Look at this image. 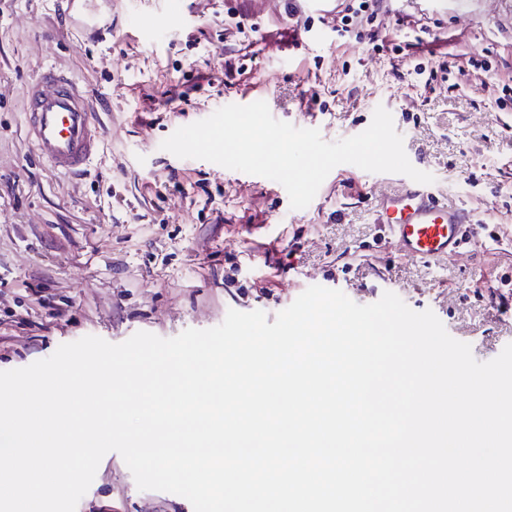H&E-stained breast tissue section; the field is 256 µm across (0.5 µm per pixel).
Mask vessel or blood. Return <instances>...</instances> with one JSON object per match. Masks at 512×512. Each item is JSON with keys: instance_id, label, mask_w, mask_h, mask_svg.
<instances>
[{"instance_id": "obj_1", "label": "vessel or blood", "mask_w": 512, "mask_h": 512, "mask_svg": "<svg viewBox=\"0 0 512 512\" xmlns=\"http://www.w3.org/2000/svg\"><path fill=\"white\" fill-rule=\"evenodd\" d=\"M23 97L38 156L59 172L83 171L99 151L100 124L76 81L46 67L25 86ZM377 206L387 235L403 255L416 259H442L459 251L477 223L466 207L442 202L410 179L382 195Z\"/></svg>"}]
</instances>
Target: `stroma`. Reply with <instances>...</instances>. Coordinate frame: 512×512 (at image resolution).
Wrapping results in <instances>:
<instances>
[{"label":"stroma","instance_id":"stroma-1","mask_svg":"<svg viewBox=\"0 0 512 512\" xmlns=\"http://www.w3.org/2000/svg\"><path fill=\"white\" fill-rule=\"evenodd\" d=\"M0 0V371L87 335L118 344L221 324L228 310L275 316L309 286L367 305L396 293L432 310L476 360L512 343V248L484 239L438 260L377 247L376 196L388 173L336 166L308 207L285 188L162 150L177 128L249 95L278 120L334 142L363 132L377 106L433 190L512 240V13L504 0H392L374 23L384 48L326 32L295 49L278 0H255L260 30L225 35V0ZM421 41L422 52L391 49ZM489 50L479 77L426 83L444 54ZM68 72L102 120L79 176L55 171L28 140L22 89L43 67ZM51 297V306L41 303ZM76 512H194L184 497L139 490L122 457L101 460Z\"/></svg>","mask_w":512,"mask_h":512}]
</instances>
